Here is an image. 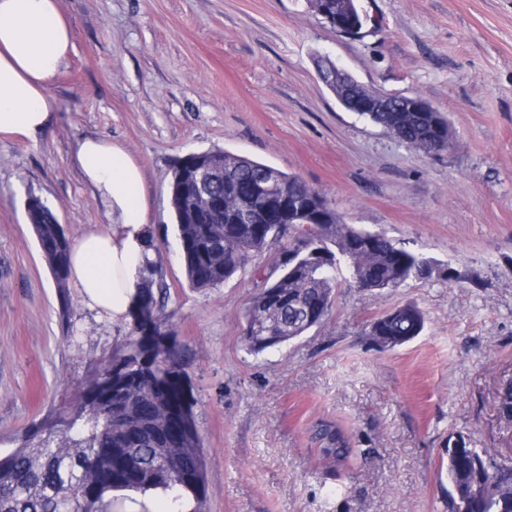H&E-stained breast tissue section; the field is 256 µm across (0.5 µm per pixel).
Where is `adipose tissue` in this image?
Returning a JSON list of instances; mask_svg holds the SVG:
<instances>
[{
	"mask_svg": "<svg viewBox=\"0 0 512 512\" xmlns=\"http://www.w3.org/2000/svg\"><path fill=\"white\" fill-rule=\"evenodd\" d=\"M74 49L72 23L59 0H0V135L50 132L56 101L50 89ZM73 162L111 218L106 229L75 239L69 279L84 301L126 320L157 252L150 245L140 166L118 144L85 137Z\"/></svg>",
	"mask_w": 512,
	"mask_h": 512,
	"instance_id": "obj_1",
	"label": "adipose tissue"
}]
</instances>
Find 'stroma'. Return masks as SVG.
<instances>
[{
	"mask_svg": "<svg viewBox=\"0 0 512 512\" xmlns=\"http://www.w3.org/2000/svg\"><path fill=\"white\" fill-rule=\"evenodd\" d=\"M361 36L308 0H60L75 51L51 93L53 132L0 136V454L76 405L129 334L58 289L25 215L29 195L69 238L106 228L73 163L101 137L141 167L147 222L168 285L208 450L202 512H448L449 442L512 456L495 411L512 376V0H360ZM330 57L364 86L418 95L453 144L426 155L345 110L317 74ZM226 150L301 177L351 224L437 261L432 278L362 291L340 284L329 316L281 347L248 353L245 315L283 250L190 288L168 185L176 158ZM416 304L424 332L392 349L365 330ZM330 419L350 459H318Z\"/></svg>",
	"mask_w": 512,
	"mask_h": 512,
	"instance_id": "1",
	"label": "stroma"
}]
</instances>
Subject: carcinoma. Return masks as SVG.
Wrapping results in <instances>:
<instances>
[{
  "label": "carcinoma",
  "instance_id": "cac0c4a2",
  "mask_svg": "<svg viewBox=\"0 0 512 512\" xmlns=\"http://www.w3.org/2000/svg\"><path fill=\"white\" fill-rule=\"evenodd\" d=\"M349 0H315L311 7L330 26L336 15L349 19ZM413 149L433 154L448 149L453 140L447 120L439 112H364ZM206 180L224 207L210 212L200 205L195 187L180 188L181 174L173 171L170 202L181 258L189 287L216 288L243 270L266 246L284 237L293 225L285 216H272L264 224H237L245 208L263 207L261 185L266 171L276 173L274 190L301 203L321 193L296 176L268 164L228 151H207ZM325 232L319 240L292 237L277 264L278 276L254 297L249 310L268 314L272 333L243 336L246 349L260 353L279 347L301 333L299 323L306 308H332L337 273L348 267L357 287L380 288L392 282L398 288L410 279L425 280L436 272L433 260L409 250L385 233L347 223L333 207L324 210ZM39 249L59 288L62 308L69 305L67 286L71 241L55 213L39 202L31 215ZM331 240V266L311 268L308 258L316 243ZM297 266L288 270V254ZM147 276L131 314L127 339L93 375L80 402L58 412L55 424L64 427L67 446L52 445L51 437L34 446L15 449L0 457V512H112L111 494L134 492L162 494L179 508L184 499L201 512L206 493V451L194 419L195 399L189 389L185 363L177 346L159 351L147 345L137 331V317L145 311L159 326H166L162 296L166 283L160 263L146 269ZM425 329V315L414 304L387 311L368 324L369 336L381 337L377 347L393 349L406 344ZM320 456L345 461L352 453L347 437L336 423L321 421L313 429ZM491 448L448 451V495L459 491L462 512H512V458L503 457L493 472L483 467ZM112 467L116 478L95 483L89 467Z\"/></svg>",
  "mask_w": 512,
  "mask_h": 512
}]
</instances>
